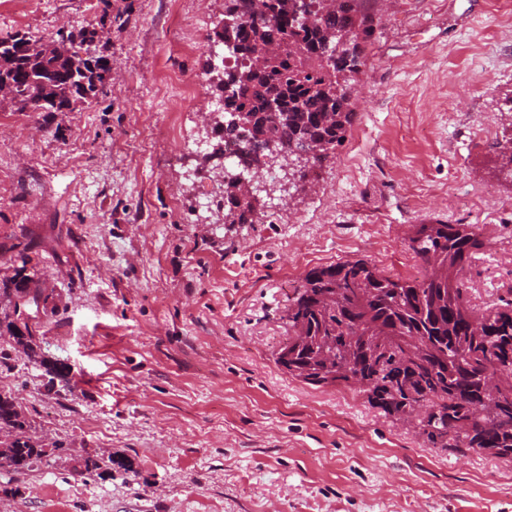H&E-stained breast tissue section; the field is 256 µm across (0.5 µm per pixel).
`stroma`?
<instances>
[{
  "instance_id": "stroma-1",
  "label": "stroma",
  "mask_w": 512,
  "mask_h": 512,
  "mask_svg": "<svg viewBox=\"0 0 512 512\" xmlns=\"http://www.w3.org/2000/svg\"><path fill=\"white\" fill-rule=\"evenodd\" d=\"M378 21L346 139L317 181L258 192L259 222L224 198V106L203 64L224 0H0V36L86 26L110 67L68 112L0 98V241L30 243L54 306L36 327L64 381L0 338V394L49 453L0 467V512H512V461L428 445L365 393L276 362L305 272L364 258L419 268L414 225L469 224L487 244L473 305L512 292V0H373ZM205 82L183 99L180 87ZM112 468L84 470L87 456Z\"/></svg>"
}]
</instances>
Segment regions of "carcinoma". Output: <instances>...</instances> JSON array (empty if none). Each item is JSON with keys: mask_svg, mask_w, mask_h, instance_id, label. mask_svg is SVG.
I'll return each instance as SVG.
<instances>
[{"mask_svg": "<svg viewBox=\"0 0 512 512\" xmlns=\"http://www.w3.org/2000/svg\"><path fill=\"white\" fill-rule=\"evenodd\" d=\"M232 2L226 11L240 15L242 24L227 40L240 64L223 72L217 90L233 87L224 97V111L240 113L243 124L222 129L221 139L243 138L244 169L262 165L269 141L292 157L318 150L313 167L297 170L305 186L354 122L351 82L365 64L373 33L367 0H307L306 24L296 22V0ZM94 36L86 28L59 36L61 51L50 59L29 36L0 37L18 56L8 74L17 110L36 111L39 76L53 84L58 99L42 105L44 112L63 111L72 97H97L103 83L85 74L91 60L85 45ZM284 39L293 49L255 68L256 50ZM339 42L340 51L327 52ZM273 101L280 111L269 110ZM224 216L231 224L255 223V206L239 196L232 179L224 182ZM485 247L473 228L439 223L421 227L410 240L423 270L419 279L386 272L366 259L309 269L288 298V374L312 386L354 388L346 376L350 371L364 381L368 401L388 416L404 418L422 404L419 426L432 447L481 450L512 460V389L494 398L484 395L489 376L512 374V299L479 310L464 281ZM28 250L19 242L0 243V254H16L11 272L0 278V338L40 363L52 383L63 374L40 355L34 332L16 316L19 299L43 296L28 268ZM299 326L306 336L302 343L294 341ZM0 433V464L21 471L43 462L42 440L9 397H0Z\"/></svg>", "mask_w": 512, "mask_h": 512, "instance_id": "carcinoma-1", "label": "carcinoma"}]
</instances>
